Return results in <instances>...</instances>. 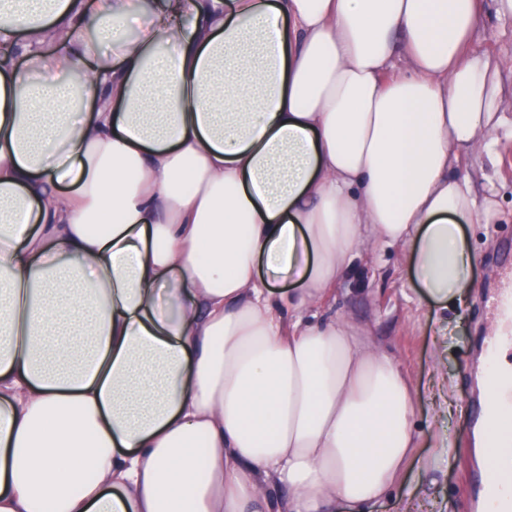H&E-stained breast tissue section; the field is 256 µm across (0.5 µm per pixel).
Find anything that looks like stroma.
Returning <instances> with one entry per match:
<instances>
[{
  "mask_svg": "<svg viewBox=\"0 0 512 512\" xmlns=\"http://www.w3.org/2000/svg\"><path fill=\"white\" fill-rule=\"evenodd\" d=\"M474 44L491 56L512 54V18L499 16L495 0H484ZM500 166L486 182V165L464 160L455 173L470 178L477 193L496 190L499 218L494 224H470L466 241L473 256V288L462 311H442L421 299L407 264L395 251L355 266L335 288V303L324 314L342 310L365 324L381 349L395 356L410 377L415 395L414 428L419 436L401 484L392 488L376 512H414L426 498L430 512H471L474 489L468 484L475 467L470 427L480 414L476 370L481 340L488 331L489 297L512 270V140L499 144ZM442 367H435V356ZM448 427L455 434L452 463H443L431 433Z\"/></svg>",
  "mask_w": 512,
  "mask_h": 512,
  "instance_id": "obj_1",
  "label": "stroma"
}]
</instances>
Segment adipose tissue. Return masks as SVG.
<instances>
[{
    "instance_id": "adipose-tissue-1",
    "label": "adipose tissue",
    "mask_w": 512,
    "mask_h": 512,
    "mask_svg": "<svg viewBox=\"0 0 512 512\" xmlns=\"http://www.w3.org/2000/svg\"><path fill=\"white\" fill-rule=\"evenodd\" d=\"M480 9L0 0V512H372L409 378L306 313L380 248L471 288L496 210L453 169L512 139Z\"/></svg>"
}]
</instances>
